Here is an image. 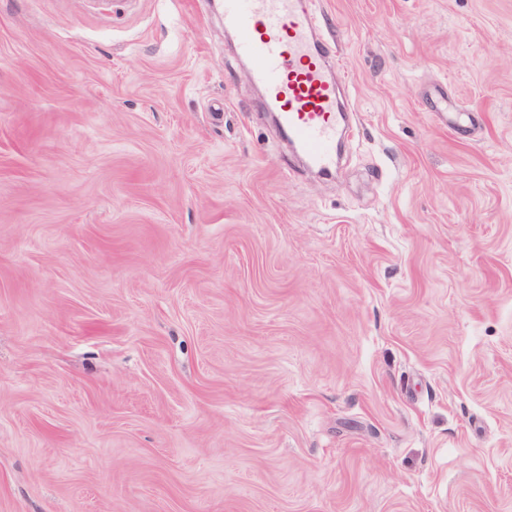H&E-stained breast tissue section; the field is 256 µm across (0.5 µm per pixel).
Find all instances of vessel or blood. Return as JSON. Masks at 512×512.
I'll return each instance as SVG.
<instances>
[{
	"label": "vessel or blood",
	"mask_w": 512,
	"mask_h": 512,
	"mask_svg": "<svg viewBox=\"0 0 512 512\" xmlns=\"http://www.w3.org/2000/svg\"><path fill=\"white\" fill-rule=\"evenodd\" d=\"M224 26L236 34L237 55L252 63V81L310 166L335 171L348 108L335 79L336 56L314 32L309 0H224Z\"/></svg>",
	"instance_id": "obj_1"
}]
</instances>
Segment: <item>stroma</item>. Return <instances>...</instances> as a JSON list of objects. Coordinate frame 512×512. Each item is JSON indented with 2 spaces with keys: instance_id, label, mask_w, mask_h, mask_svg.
<instances>
[{
  "instance_id": "obj_1",
  "label": "stroma",
  "mask_w": 512,
  "mask_h": 512,
  "mask_svg": "<svg viewBox=\"0 0 512 512\" xmlns=\"http://www.w3.org/2000/svg\"><path fill=\"white\" fill-rule=\"evenodd\" d=\"M317 16L329 180L223 0H0V512H512V0Z\"/></svg>"
}]
</instances>
